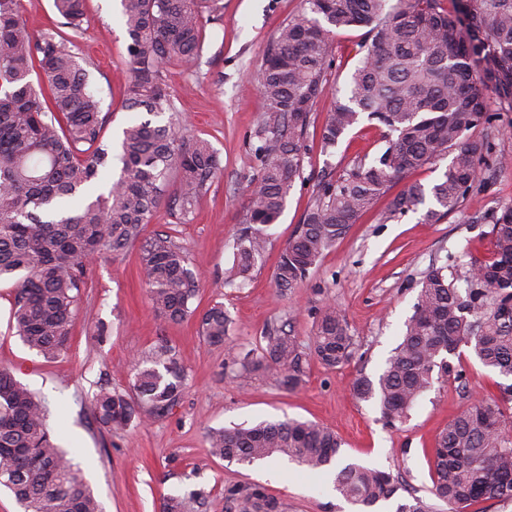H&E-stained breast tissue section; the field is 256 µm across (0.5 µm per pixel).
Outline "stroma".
<instances>
[{
	"label": "stroma",
	"mask_w": 512,
	"mask_h": 512,
	"mask_svg": "<svg viewBox=\"0 0 512 512\" xmlns=\"http://www.w3.org/2000/svg\"><path fill=\"white\" fill-rule=\"evenodd\" d=\"M300 6L301 0H218L215 18L205 27L200 68L191 72L172 64L164 69L172 110L158 117V124H172L185 140L208 142L220 156L223 172L187 217L177 200L179 176L171 174L168 191L140 241L87 264L71 337L56 359L46 360L23 344L11 320L16 284L0 282V367L10 368L18 381L45 398L54 442L71 452L103 512H161L167 495L199 488L210 494L206 512H226L225 488L249 484L264 487L284 512H356L335 491L332 478L311 474L287 458L243 465L209 453L208 428L287 417L335 431L343 441L342 462L400 474L405 492L366 510L396 512L406 494L430 499L435 440L442 428L475 397L498 390V375L463 346L458 361L465 384L434 380L402 425L384 424L377 399L351 394L356 381L381 374L414 311L427 267L446 266L462 290L471 259L489 256L491 226L481 216L496 202H512V112L500 113L495 141V153L505 156L506 164L490 165L488 189L470 196L460 212L431 223L418 210L382 223V212L406 182L429 187L445 169L441 162L425 165L395 182L389 195L325 252L299 288L282 294L274 270L311 203L325 164L340 175L357 160L374 157L383 145V127L363 119L342 137L335 155L325 157L320 129L332 98L330 93L322 97L306 134L304 182L296 185L272 226L252 277L241 286L226 283L234 235L261 168L254 131L265 101L253 76L279 27ZM21 14L32 35L58 31L77 54L102 100L104 138L118 145L123 128L135 117L126 107L128 36L120 0H87L88 21L77 31L63 26L53 0H22ZM362 35V30L351 29L331 36L330 92L345 90ZM161 234L187 251L199 281L194 307L202 311L219 302L231 317L223 343L208 342L197 317L165 322L152 310L142 247ZM330 302L341 309L354 336L351 360L333 370L312 353L317 322ZM272 327L295 336L306 356L305 376L295 389L282 387L272 369L254 373L246 384L235 376V361L260 348ZM162 338L175 347L183 369L180 404L160 419L118 432L104 429L90 411V397L102 386L132 392L134 359Z\"/></svg>",
	"instance_id": "35a3bbf8"
}]
</instances>
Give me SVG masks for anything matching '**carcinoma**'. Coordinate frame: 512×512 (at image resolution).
Listing matches in <instances>:
<instances>
[{"instance_id":"carcinoma-1","label":"carcinoma","mask_w":512,"mask_h":512,"mask_svg":"<svg viewBox=\"0 0 512 512\" xmlns=\"http://www.w3.org/2000/svg\"><path fill=\"white\" fill-rule=\"evenodd\" d=\"M86 0H54L64 25L78 29ZM129 37L128 108L146 116L123 129L120 174L106 190L85 197L110 147L102 144L105 116L88 74L75 54L47 31L31 35L21 22V0H0V278L20 275L13 319L32 350L54 359L66 348L85 260L119 252L136 242L165 195L170 173H180L179 202L189 215L221 171L203 140L187 143L153 118L171 111L162 72L177 60L187 67L203 55L209 0H120ZM302 0L265 52L256 83L266 108L255 131L260 174L234 238L226 282H244L261 260L266 231L283 214L297 182L304 181L305 134L317 101L327 93L336 30L365 29L347 92L333 97L321 127V148L335 153L344 134L362 118L385 128V145L340 176L322 171L313 204L279 256L274 280L282 292L299 287L359 217L405 174L444 159L430 189L409 183L383 215L398 219L431 197L423 218L438 221L461 211L486 188L482 165L493 154L502 111H512V0ZM40 80L33 82V62ZM492 224L493 249L470 263L468 288L460 292L446 267L431 265L421 277L413 315L377 383L353 385L358 399L378 396L381 417L405 421L433 375L456 382L463 369L450 357L462 345L499 376L512 380V203H498L477 217ZM142 261L157 316L181 321L192 314L197 283L185 249L169 236L144 245ZM231 319L224 306L204 312L203 336L221 343ZM260 352L241 361L250 375L269 365L280 384L296 388L304 360L295 337L271 328ZM313 351L326 367L350 360L353 336L335 304L326 305ZM181 366L162 341L134 363L137 401L101 386L90 399L94 418L110 431L160 417L183 395ZM499 396L481 397L452 418L437 437L431 494L448 512H467L482 500L512 502V383ZM47 404L0 369V486L24 512H102L93 491L53 441ZM215 457L253 464L273 456L323 472L342 442L311 421H260L232 430L212 428ZM335 490L364 507L392 498L402 484L390 472L347 464ZM208 497L203 489L163 499L162 512H193ZM227 512H283L259 486L224 490Z\"/></svg>"}]
</instances>
